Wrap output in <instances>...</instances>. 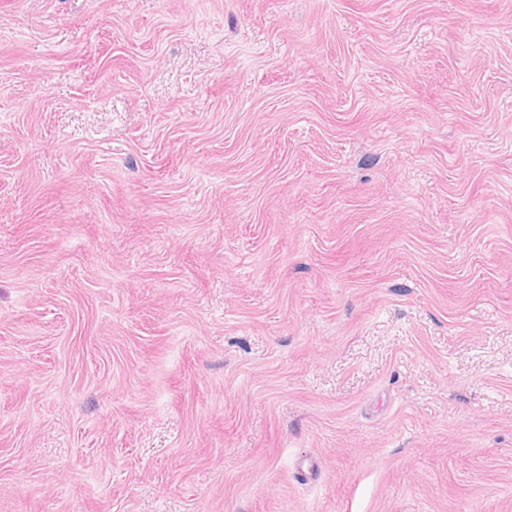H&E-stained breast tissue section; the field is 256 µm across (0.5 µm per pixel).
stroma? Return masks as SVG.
Instances as JSON below:
<instances>
[{"mask_svg": "<svg viewBox=\"0 0 512 512\" xmlns=\"http://www.w3.org/2000/svg\"><path fill=\"white\" fill-rule=\"evenodd\" d=\"M0 512H512V0H0Z\"/></svg>", "mask_w": 512, "mask_h": 512, "instance_id": "1", "label": "stroma"}]
</instances>
